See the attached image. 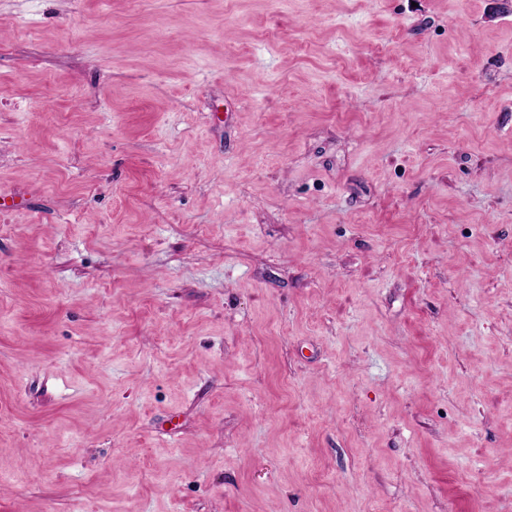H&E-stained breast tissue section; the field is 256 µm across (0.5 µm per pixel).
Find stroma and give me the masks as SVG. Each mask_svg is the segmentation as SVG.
<instances>
[{"instance_id":"35a3bbf8","label":"stroma","mask_w":512,"mask_h":512,"mask_svg":"<svg viewBox=\"0 0 512 512\" xmlns=\"http://www.w3.org/2000/svg\"><path fill=\"white\" fill-rule=\"evenodd\" d=\"M0 512H512V0H0Z\"/></svg>"}]
</instances>
